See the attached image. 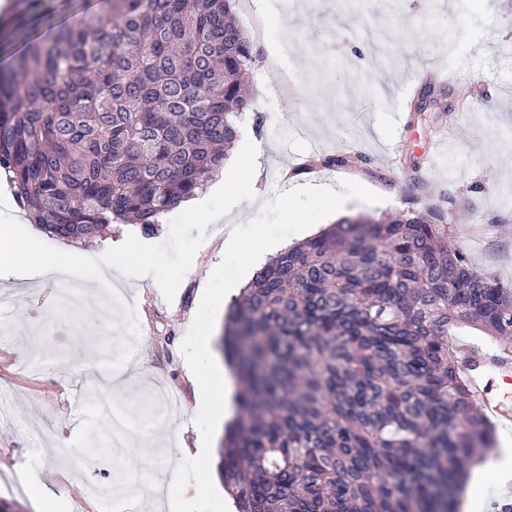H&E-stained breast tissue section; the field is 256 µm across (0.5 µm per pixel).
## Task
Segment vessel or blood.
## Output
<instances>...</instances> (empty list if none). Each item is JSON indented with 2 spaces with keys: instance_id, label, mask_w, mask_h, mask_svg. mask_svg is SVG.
<instances>
[{
  "instance_id": "b4317fda",
  "label": "vessel or blood",
  "mask_w": 512,
  "mask_h": 512,
  "mask_svg": "<svg viewBox=\"0 0 512 512\" xmlns=\"http://www.w3.org/2000/svg\"><path fill=\"white\" fill-rule=\"evenodd\" d=\"M460 367L476 390L474 404L487 423L495 429L512 430V408L507 406L505 395L493 393L490 384L494 378L503 384H511L512 365L499 363L491 352L467 347L463 350Z\"/></svg>"
}]
</instances>
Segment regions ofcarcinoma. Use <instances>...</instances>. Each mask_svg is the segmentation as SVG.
I'll return each mask as SVG.
<instances>
[{
  "instance_id": "1",
  "label": "carcinoma",
  "mask_w": 512,
  "mask_h": 512,
  "mask_svg": "<svg viewBox=\"0 0 512 512\" xmlns=\"http://www.w3.org/2000/svg\"><path fill=\"white\" fill-rule=\"evenodd\" d=\"M30 0L0 32V175L62 240L146 234L223 168L261 59L231 0ZM446 215L346 218L270 258L229 306L241 416L221 474L238 512H454L489 449L448 338L512 353V289L451 243Z\"/></svg>"
}]
</instances>
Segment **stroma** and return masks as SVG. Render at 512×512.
Wrapping results in <instances>:
<instances>
[{"label": "stroma", "instance_id": "stroma-1", "mask_svg": "<svg viewBox=\"0 0 512 512\" xmlns=\"http://www.w3.org/2000/svg\"><path fill=\"white\" fill-rule=\"evenodd\" d=\"M233 10L251 14L267 45L287 42L304 75L283 91L275 69L254 73L225 170L252 176L257 200L216 194L208 209L217 221L208 227L182 205L155 234L116 224L85 241L52 237L12 211L42 254L89 258L78 275L60 270L34 287L0 280V472L39 476L67 512H113L118 484L135 488L155 512H170L163 471L201 440L196 379L181 342L223 259L225 226L247 224L288 190L285 171H296L300 184L350 179L381 195L378 204L348 201L318 222L321 230L359 215L443 209L474 268L512 288V145L503 138L512 131V0H234ZM338 154L358 162L316 163ZM76 281L95 298L113 282L133 303H115L106 319L92 305L59 309L58 291ZM105 362L124 369L113 392L89 370ZM170 392L180 406L166 420L185 430L170 432L165 447H141ZM107 399L128 419L118 449L101 412ZM80 413L86 424L76 433ZM93 439L97 451L86 454ZM478 490L479 500L462 498L457 512H500L512 502V484L501 486L494 474Z\"/></svg>", "mask_w": 512, "mask_h": 512}]
</instances>
